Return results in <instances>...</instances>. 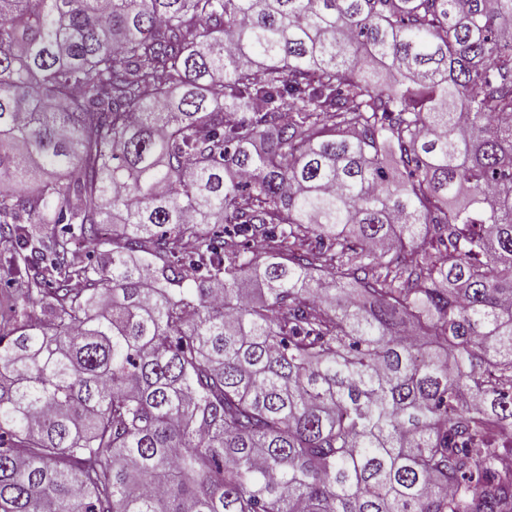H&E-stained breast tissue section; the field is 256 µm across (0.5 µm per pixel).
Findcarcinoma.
I'll use <instances>...</instances> for the list:
<instances>
[{"label":"carcinoma","instance_id":"obj_1","mask_svg":"<svg viewBox=\"0 0 512 512\" xmlns=\"http://www.w3.org/2000/svg\"><path fill=\"white\" fill-rule=\"evenodd\" d=\"M2 281L0 512H512V0H0Z\"/></svg>","mask_w":512,"mask_h":512}]
</instances>
